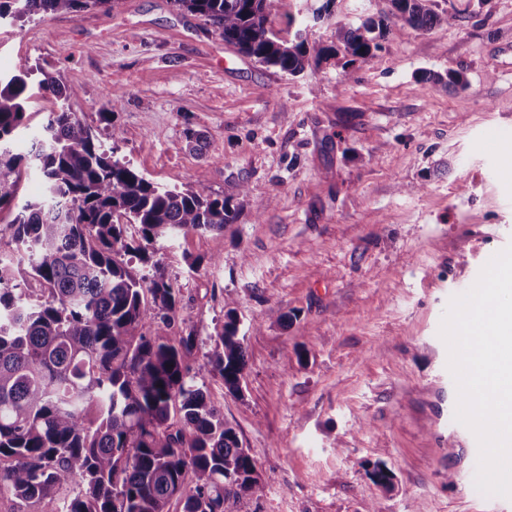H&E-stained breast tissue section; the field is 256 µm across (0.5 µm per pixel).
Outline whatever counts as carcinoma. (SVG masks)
I'll return each instance as SVG.
<instances>
[{"label": "carcinoma", "instance_id": "obj_1", "mask_svg": "<svg viewBox=\"0 0 512 512\" xmlns=\"http://www.w3.org/2000/svg\"><path fill=\"white\" fill-rule=\"evenodd\" d=\"M281 0H174L213 34L258 63L290 76L331 58L348 69L404 29L428 33L456 17L434 0H389L391 10L358 25L336 24L327 43L299 23L285 40L270 26ZM112 0H0V21L44 20ZM37 88L49 113L32 149L18 153L15 135L31 98L27 71L0 78V210L18 197L22 170L44 182L0 225L19 255L0 258V492L37 503L66 486L76 493L62 512H233L242 498L260 500L264 484L248 449L204 389L189 378L184 352L193 336H174L180 288L159 276L138 277L128 256L150 259L147 246L190 233L224 232L237 210L193 187L148 180L106 151L96 132L66 103L78 90L44 70ZM138 228L142 243L128 241ZM39 286L31 300L27 286ZM155 319L150 332L145 322ZM244 337L236 310L208 365L224 388L242 394ZM369 478L385 491L393 473L375 462Z\"/></svg>", "mask_w": 512, "mask_h": 512}]
</instances>
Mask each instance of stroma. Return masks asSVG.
I'll return each instance as SVG.
<instances>
[{"instance_id": "1", "label": "stroma", "mask_w": 512, "mask_h": 512, "mask_svg": "<svg viewBox=\"0 0 512 512\" xmlns=\"http://www.w3.org/2000/svg\"><path fill=\"white\" fill-rule=\"evenodd\" d=\"M435 2L453 25L390 36L349 75L332 59L263 66L173 0L0 26V75L60 72L115 157L239 208L223 235L158 241L135 266L179 284L184 364L257 464L265 494L239 512H512L474 486L439 335L450 299L512 245V0ZM389 8L337 0L314 31ZM451 68L466 90L424 77ZM115 90L116 139L99 121ZM230 307L238 396L207 370ZM376 461L391 491L368 478Z\"/></svg>"}]
</instances>
